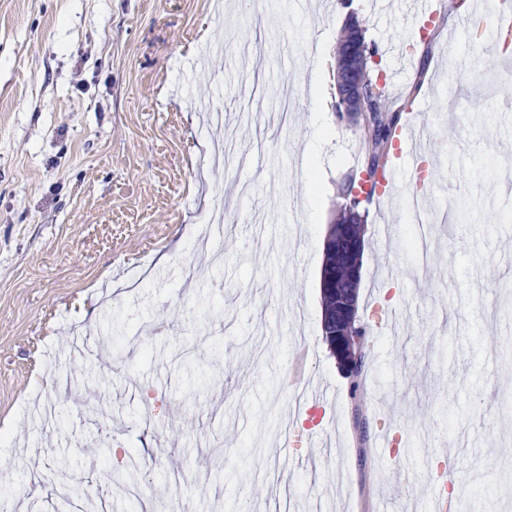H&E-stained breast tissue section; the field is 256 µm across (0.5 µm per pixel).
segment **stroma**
<instances>
[{
  "instance_id": "stroma-1",
  "label": "stroma",
  "mask_w": 512,
  "mask_h": 512,
  "mask_svg": "<svg viewBox=\"0 0 512 512\" xmlns=\"http://www.w3.org/2000/svg\"><path fill=\"white\" fill-rule=\"evenodd\" d=\"M311 2L0 0V512H282L286 485L302 506L381 512L394 475L391 512H422L434 472L450 512H512V476L491 467L512 458V51L469 30L495 31L499 0H439L428 50L402 0L380 16ZM349 11L391 109L432 131L424 184L362 204L356 391L323 339L319 274L365 151L308 52L335 46ZM204 49L223 71H193ZM450 53L488 69L451 77ZM417 189L424 266L399 208ZM218 196L237 213L200 238ZM395 308L399 343L377 331ZM309 380L330 397L318 426L295 398ZM287 421L330 450L281 456ZM77 481L89 500L63 506Z\"/></svg>"
}]
</instances>
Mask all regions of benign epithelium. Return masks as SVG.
I'll return each instance as SVG.
<instances>
[{
    "instance_id": "obj_1",
    "label": "benign epithelium",
    "mask_w": 512,
    "mask_h": 512,
    "mask_svg": "<svg viewBox=\"0 0 512 512\" xmlns=\"http://www.w3.org/2000/svg\"><path fill=\"white\" fill-rule=\"evenodd\" d=\"M366 59L361 40L353 35L345 43L342 61L337 72L339 103L349 120L365 111V93L360 78ZM327 249L341 257V264L328 268L321 277L320 288L336 295V309L324 317L327 334L332 338L336 358L349 374L359 368L355 339L347 334V326L357 318V289L360 282V239L350 233L330 235Z\"/></svg>"
}]
</instances>
